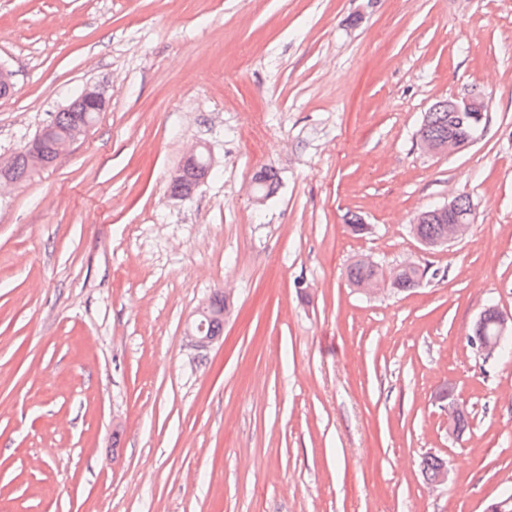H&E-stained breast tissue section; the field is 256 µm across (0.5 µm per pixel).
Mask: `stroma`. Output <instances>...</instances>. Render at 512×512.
<instances>
[{"mask_svg":"<svg viewBox=\"0 0 512 512\" xmlns=\"http://www.w3.org/2000/svg\"><path fill=\"white\" fill-rule=\"evenodd\" d=\"M0 64V159L85 85L107 99L0 190V512H486L512 493V355L466 342L487 303L512 313V0H0ZM472 94L477 139L425 154V112ZM197 144L212 173L171 200ZM460 195L469 235L423 250L414 217ZM363 255L430 274L370 296L345 275ZM219 290L232 311L196 351L185 327Z\"/></svg>","mask_w":512,"mask_h":512,"instance_id":"obj_1","label":"stroma"}]
</instances>
